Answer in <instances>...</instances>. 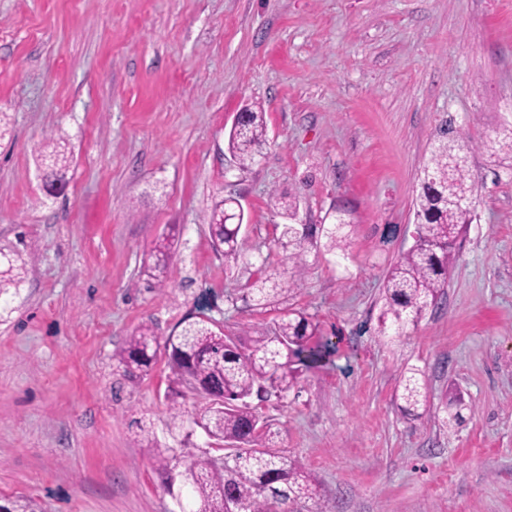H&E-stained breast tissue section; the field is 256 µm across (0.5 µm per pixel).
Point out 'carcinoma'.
I'll return each instance as SVG.
<instances>
[{
    "instance_id": "obj_1",
    "label": "carcinoma",
    "mask_w": 512,
    "mask_h": 512,
    "mask_svg": "<svg viewBox=\"0 0 512 512\" xmlns=\"http://www.w3.org/2000/svg\"><path fill=\"white\" fill-rule=\"evenodd\" d=\"M267 136L264 113L247 109L237 126L228 134V151L237 168L247 171L259 162ZM49 172L44 174L43 190L52 196L65 182L69 156L60 142L44 158ZM474 193V185L466 167L448 172V152L442 143L432 151L421 191L416 199L417 231L412 247L402 253L386 274V303L379 316L380 331L391 328L400 335L409 325H416L423 312L442 294L448 275L459 259L457 242L470 223V212L460 200ZM244 221L235 198L216 201L209 216V231L222 248L224 263L236 265L245 258L239 233ZM345 225L322 227L326 247L330 251L346 250L348 234ZM173 236L164 237L144 262L148 276L163 283L171 258ZM24 266L18 259L7 260L6 272L0 274V303H8L11 290L23 279ZM277 284L271 275L258 278L251 289L253 306L263 309L275 303ZM315 327L301 311L284 309L273 327L251 336L246 341L224 334L214 322L205 319L185 321L181 331L166 341L169 364L179 383L208 400L207 406L193 419L211 439L226 446H247L236 452L229 462L205 452L181 464L172 448L152 443L147 453L159 464L166 479L184 466L188 495L184 512H193L198 503L209 512H273L288 501L316 502L318 486L311 473L296 467L288 456L273 449V433L260 422L248 399L261 394L287 393L296 384L301 362L308 367L320 364L330 353L328 344L310 345ZM157 340L147 326L135 329L126 346L117 354L118 363L129 377L145 375L154 359ZM400 398L405 409L413 413L426 407L429 397L421 383L420 373L411 369L401 381ZM283 481L284 492L275 487ZM0 512H42L32 499L17 497L0 504Z\"/></svg>"
}]
</instances>
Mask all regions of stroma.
I'll return each mask as SVG.
<instances>
[{
    "label": "stroma",
    "instance_id": "stroma-1",
    "mask_svg": "<svg viewBox=\"0 0 512 512\" xmlns=\"http://www.w3.org/2000/svg\"><path fill=\"white\" fill-rule=\"evenodd\" d=\"M253 105L267 143L242 172L227 135ZM445 124L470 145L476 210L441 298L383 333L385 276ZM510 124L512 0H0V252L28 269L0 312V501L173 512L144 445L212 451L169 427L171 407L204 402L171 394L164 350L135 379L116 352L141 325L163 342L201 315L238 336L285 306L336 350L257 411L328 512H512ZM58 136L67 190L49 197L40 158ZM282 194L297 224L343 218L345 257L318 233L288 272ZM228 195L247 256L230 268L208 229ZM172 224L160 286L141 268ZM263 266L283 306L246 303ZM411 367L431 402L416 416L399 397Z\"/></svg>",
    "mask_w": 512,
    "mask_h": 512
}]
</instances>
